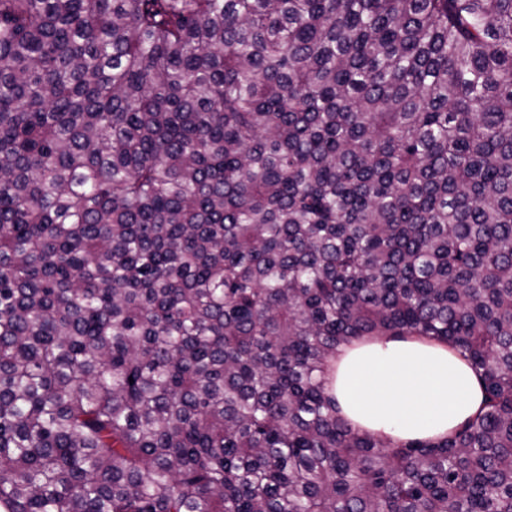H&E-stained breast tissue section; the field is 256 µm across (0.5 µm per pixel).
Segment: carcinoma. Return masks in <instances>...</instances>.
I'll list each match as a JSON object with an SVG mask.
<instances>
[{
	"label": "carcinoma",
	"mask_w": 512,
	"mask_h": 512,
	"mask_svg": "<svg viewBox=\"0 0 512 512\" xmlns=\"http://www.w3.org/2000/svg\"><path fill=\"white\" fill-rule=\"evenodd\" d=\"M369 336L480 412L354 428ZM0 512H512V0H0ZM328 378L341 415L384 439L438 440L484 401L448 344L415 336L354 341L338 351Z\"/></svg>",
	"instance_id": "carcinoma-1"
}]
</instances>
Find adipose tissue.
I'll return each instance as SVG.
<instances>
[{
	"label": "adipose tissue",
	"instance_id": "1",
	"mask_svg": "<svg viewBox=\"0 0 512 512\" xmlns=\"http://www.w3.org/2000/svg\"><path fill=\"white\" fill-rule=\"evenodd\" d=\"M329 387L342 416L391 440L443 438L475 416L484 401L471 368L448 344L415 336L342 347Z\"/></svg>",
	"mask_w": 512,
	"mask_h": 512
}]
</instances>
